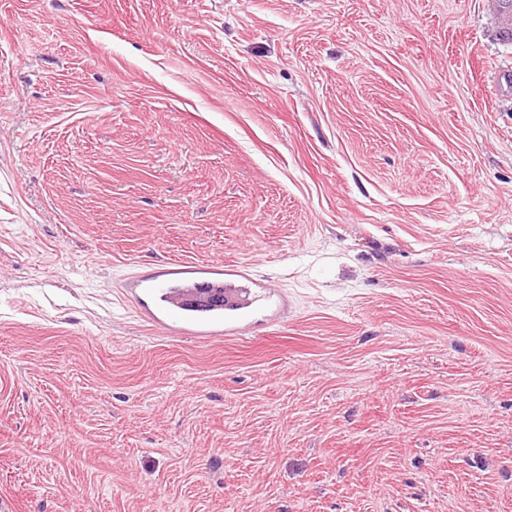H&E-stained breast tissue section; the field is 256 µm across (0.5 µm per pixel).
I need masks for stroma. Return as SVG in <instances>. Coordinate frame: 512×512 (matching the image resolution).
<instances>
[{"label": "stroma", "instance_id": "stroma-1", "mask_svg": "<svg viewBox=\"0 0 512 512\" xmlns=\"http://www.w3.org/2000/svg\"><path fill=\"white\" fill-rule=\"evenodd\" d=\"M492 0H0V512H512ZM274 289L191 338L124 288Z\"/></svg>", "mask_w": 512, "mask_h": 512}]
</instances>
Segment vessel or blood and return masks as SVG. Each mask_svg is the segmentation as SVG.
Returning <instances> with one entry per match:
<instances>
[{"instance_id":"1","label":"vessel or blood","mask_w":512,"mask_h":512,"mask_svg":"<svg viewBox=\"0 0 512 512\" xmlns=\"http://www.w3.org/2000/svg\"><path fill=\"white\" fill-rule=\"evenodd\" d=\"M178 280L150 284L133 277L134 296L152 295L162 315L160 324L191 337L238 333L243 315L262 296L261 290L241 287L237 273L220 265L180 263Z\"/></svg>"}]
</instances>
